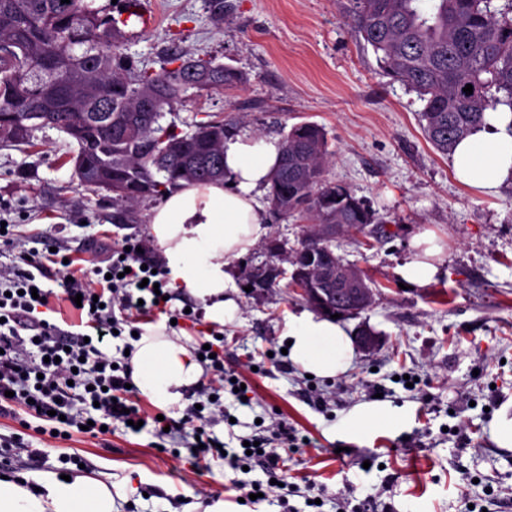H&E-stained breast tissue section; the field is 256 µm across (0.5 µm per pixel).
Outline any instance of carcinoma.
<instances>
[{
  "label": "carcinoma",
  "mask_w": 512,
  "mask_h": 512,
  "mask_svg": "<svg viewBox=\"0 0 512 512\" xmlns=\"http://www.w3.org/2000/svg\"><path fill=\"white\" fill-rule=\"evenodd\" d=\"M354 0V32L391 78L424 101L425 137L440 153L482 123L489 111L512 113V7L493 0ZM118 22L97 0H0V145L23 142L49 126L77 151V178L133 207L180 185L224 183V119L181 134L162 126L189 90L227 92L244 84L235 68L176 54L149 72L119 52ZM473 86V93L463 91ZM150 92L158 106L139 108ZM268 199L274 211L311 224L365 232L376 221L364 202L325 178V129L294 124L280 144Z\"/></svg>",
  "instance_id": "carcinoma-1"
}]
</instances>
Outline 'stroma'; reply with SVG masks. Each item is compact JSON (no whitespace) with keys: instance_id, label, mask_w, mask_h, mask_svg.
Returning <instances> with one entry per match:
<instances>
[{"instance_id":"stroma-1","label":"stroma","mask_w":512,"mask_h":512,"mask_svg":"<svg viewBox=\"0 0 512 512\" xmlns=\"http://www.w3.org/2000/svg\"><path fill=\"white\" fill-rule=\"evenodd\" d=\"M100 3L115 17L141 14L120 47L138 68L160 70L175 52L245 76L231 94H189L163 125L186 133L205 115H220L233 134L278 140L298 122L324 127L332 154L326 178L364 201L382 229L369 244L360 236L336 238L337 255L374 288L372 305L345 325L366 324L383 344L373 357L357 354L353 369L331 379L307 378L291 364L284 331L309 303L291 297L284 281L252 289L247 277L269 266L289 268L310 229L275 215L231 264L239 312L220 327L224 367L249 384L252 401L243 406L224 396L235 421L208 431L237 449L272 423L286 424L307 441L280 451L278 475L297 484V494L238 505L237 482L264 479V472L234 470L220 459L193 469L187 428L158 441L117 423L99 438L77 433L45 442L2 417L0 436L19 433L45 450L37 472L71 475L82 467L111 484L119 512H205L218 501L227 512H339L341 496L358 512H470L484 505L486 489L512 497V450L491 435L501 416L512 417V185L487 195L456 179L450 157L424 137L417 93L384 74L371 47L345 24L352 0H224L220 11L215 0ZM73 149L51 127L35 130L31 144L0 146V217L18 234L13 245L0 246V263L43 251L49 240L84 270L126 240L159 256L147 231L156 200L129 208L112 192L86 189L64 161ZM422 234L442 247L443 273L429 287L401 289L397 269ZM402 374L416 378V387L399 382ZM378 392L406 414V424L346 444L337 417ZM309 495L320 506H306Z\"/></svg>"}]
</instances>
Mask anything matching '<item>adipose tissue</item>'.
<instances>
[{"label":"adipose tissue","mask_w":512,"mask_h":512,"mask_svg":"<svg viewBox=\"0 0 512 512\" xmlns=\"http://www.w3.org/2000/svg\"><path fill=\"white\" fill-rule=\"evenodd\" d=\"M274 140L237 137L224 143L225 184L187 185L169 192L153 209L148 233L162 251L171 288L205 301L211 321H233L239 310L228 268L267 231V209L254 196L268 185L277 163ZM452 167L464 185L486 194L512 183V113H486L482 125L454 149ZM412 259L398 271L412 288L436 283L439 248L426 237L413 238ZM288 358L316 377L346 374L355 359L354 342L340 320L301 314L288 322ZM132 381L142 396L161 409L182 397L203 372L190 350L162 332H148L135 344ZM404 419L386 402L355 405L339 422V434L365 443L396 429ZM0 512H118L111 489L84 475L64 480L52 473L31 476L28 485L0 478Z\"/></svg>","instance_id":"ef3b65f1"}]
</instances>
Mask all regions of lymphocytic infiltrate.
Listing matches in <instances>:
<instances>
[{
  "label": "lymphocytic infiltrate",
  "instance_id": "f902f5d3",
  "mask_svg": "<svg viewBox=\"0 0 512 512\" xmlns=\"http://www.w3.org/2000/svg\"><path fill=\"white\" fill-rule=\"evenodd\" d=\"M166 284L150 253L121 244L89 272L55 268L29 253L20 254L18 264L0 266V416L22 411L50 421L58 434L84 426L94 437L112 423L142 420L128 387L131 363L113 361L112 339L124 326L154 324L163 316L185 318V311L158 299L155 286ZM55 296L77 303L81 329L43 317L44 301ZM185 421L202 444L192 453L196 466H205L211 456L234 470L255 461L266 478L251 481L250 493L274 494L267 479L280 465L276 448L294 446L295 435L282 426L273 428L259 436L258 453L246 456L221 451L218 439L206 431L209 419L201 410L189 409Z\"/></svg>",
  "mask_w": 512,
  "mask_h": 512
}]
</instances>
